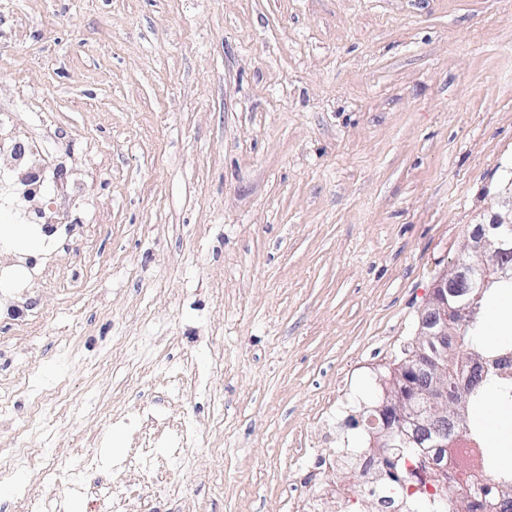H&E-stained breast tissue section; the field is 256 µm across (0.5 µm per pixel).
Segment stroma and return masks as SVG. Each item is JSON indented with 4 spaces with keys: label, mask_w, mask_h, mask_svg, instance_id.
<instances>
[{
    "label": "stroma",
    "mask_w": 512,
    "mask_h": 512,
    "mask_svg": "<svg viewBox=\"0 0 512 512\" xmlns=\"http://www.w3.org/2000/svg\"><path fill=\"white\" fill-rule=\"evenodd\" d=\"M2 112L71 242L10 248L0 448L65 383L43 436L96 492L18 467L0 512H109L184 420L122 512H375L340 462L512 187V0H0Z\"/></svg>",
    "instance_id": "1"
}]
</instances>
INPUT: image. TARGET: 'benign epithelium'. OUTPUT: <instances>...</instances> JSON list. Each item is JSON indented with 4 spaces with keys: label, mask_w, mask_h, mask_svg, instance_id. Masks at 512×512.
Here are the masks:
<instances>
[{
    "label": "benign epithelium",
    "mask_w": 512,
    "mask_h": 512,
    "mask_svg": "<svg viewBox=\"0 0 512 512\" xmlns=\"http://www.w3.org/2000/svg\"><path fill=\"white\" fill-rule=\"evenodd\" d=\"M512 280V198L508 210L487 224H479L470 236L468 252L456 262L450 274L436 283L421 319L417 364L402 378L398 402L388 405L379 436L388 437L406 422L441 435L446 432V416L464 425L463 412L448 408V390L441 386L437 371L448 343L449 330L464 321L466 303L457 289L477 288L490 274Z\"/></svg>",
    "instance_id": "benign-epithelium-1"
}]
</instances>
